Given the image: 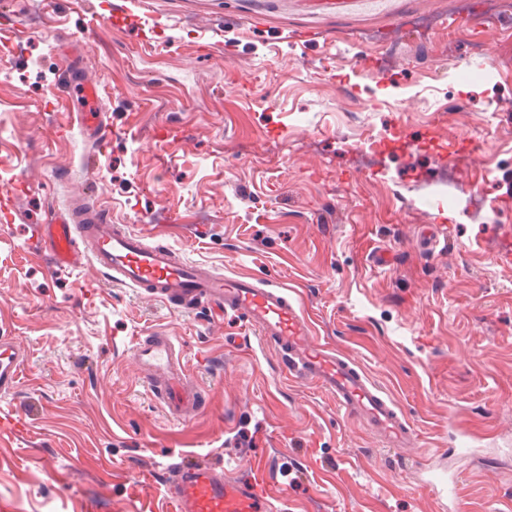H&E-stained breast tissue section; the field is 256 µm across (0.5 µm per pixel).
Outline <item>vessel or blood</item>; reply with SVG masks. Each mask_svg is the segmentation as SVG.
Returning a JSON list of instances; mask_svg holds the SVG:
<instances>
[{"instance_id": "vessel-or-blood-1", "label": "vessel or blood", "mask_w": 512, "mask_h": 512, "mask_svg": "<svg viewBox=\"0 0 512 512\" xmlns=\"http://www.w3.org/2000/svg\"><path fill=\"white\" fill-rule=\"evenodd\" d=\"M78 123L83 135L103 145L106 133L96 87L82 83ZM38 235L53 269L74 267L88 258L105 270L109 282L133 288L148 297L184 307L202 300L215 311L239 320L259 340L274 347L289 377L328 392L337 408L364 418L391 447L416 441L394 400L375 385L348 354L321 342L306 313L298 289L282 284L259 287L247 275H226L185 261L169 245L152 244L146 233L108 223L100 212L75 207L54 214ZM132 353L163 381L153 393L174 420L189 417L197 408V389L186 370L173 336L155 331L138 339ZM25 355L14 337L0 336V391L15 389ZM265 468L229 476L214 467L189 462L176 464L167 478L166 496L174 512H281L260 491Z\"/></svg>"}]
</instances>
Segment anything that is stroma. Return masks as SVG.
Listing matches in <instances>:
<instances>
[{
	"label": "stroma",
	"mask_w": 512,
	"mask_h": 512,
	"mask_svg": "<svg viewBox=\"0 0 512 512\" xmlns=\"http://www.w3.org/2000/svg\"><path fill=\"white\" fill-rule=\"evenodd\" d=\"M83 48L80 69L59 46ZM97 85V179L74 111ZM478 181L469 190L466 178ZM76 197L190 261L301 292L419 434L393 448L238 320L51 270ZM0 393L14 512H169L167 470L262 455L285 512L512 505V13L499 0H0ZM438 243L417 244L422 225ZM394 256L372 267V252ZM176 336L198 411L168 418L131 350ZM471 454L462 455L458 446ZM462 489L456 510L421 461ZM25 355L15 343L14 336H0V391L10 392L15 389L25 363Z\"/></svg>",
	"instance_id": "obj_1"
}]
</instances>
